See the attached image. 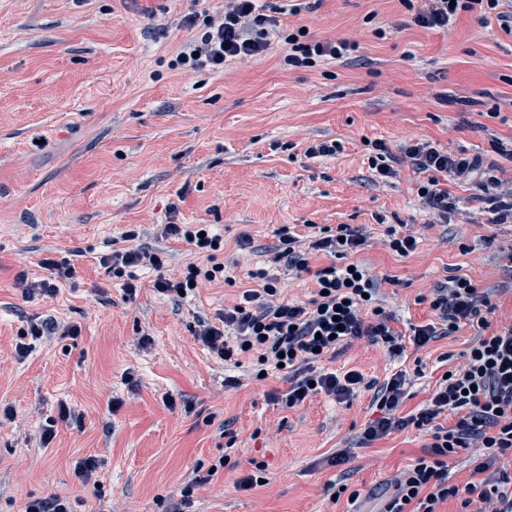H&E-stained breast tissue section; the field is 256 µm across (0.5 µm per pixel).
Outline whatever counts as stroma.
I'll return each mask as SVG.
<instances>
[{
    "mask_svg": "<svg viewBox=\"0 0 512 512\" xmlns=\"http://www.w3.org/2000/svg\"><path fill=\"white\" fill-rule=\"evenodd\" d=\"M188 7L0 0V512H23L30 497L51 493L76 500L78 512H165L184 479L226 451L230 462L197 491L194 512H381L391 480L428 438L408 428L353 447L374 417L375 389L411 374L400 408L408 415L463 363L473 327L421 348L410 341L412 326L431 320L427 298L448 273L497 289L491 323L512 324V276L502 263L512 223H490L476 186L462 181L449 183L456 209L436 223L417 199L422 174L404 163L381 181L370 143L423 139L498 161L502 181L512 180V161L490 147L491 138L512 137V31L470 12L449 29H424L409 24L400 0H322L281 23L356 42L348 61L291 69L276 42L221 73H185L168 62L189 36L178 25ZM461 96L471 106L456 105ZM327 139L341 151L307 156ZM171 218L223 235L225 280L174 300L140 269L127 298L101 257L132 231L135 245L159 251L179 274L196 256L162 237ZM317 224L366 228L356 258L381 281L382 304L407 343L392 360L382 345L351 341L328 367L363 374L354 397L340 403L321 393L287 409L268 398L287 388L279 374L256 379L252 354L241 367L224 364L194 330L256 287L258 269L279 279L282 299L310 300L309 273L273 256L281 228L306 242ZM403 224L420 236L407 257L385 243L388 228ZM46 258L70 260L76 274L56 296L26 301L16 280L46 277ZM38 316L81 333L43 337L18 356L20 333ZM63 405L81 414V426L58 421ZM52 419L56 436L45 445L40 434ZM347 447L349 460L328 466ZM88 456L102 462L96 495L73 473ZM255 460L267 464L264 485L239 489ZM340 478L359 491L356 504L331 500L326 485Z\"/></svg>",
    "mask_w": 512,
    "mask_h": 512,
    "instance_id": "stroma-1",
    "label": "stroma"
}]
</instances>
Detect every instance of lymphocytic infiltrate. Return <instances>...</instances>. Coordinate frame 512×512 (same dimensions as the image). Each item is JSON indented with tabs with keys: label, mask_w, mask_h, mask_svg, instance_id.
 Returning a JSON list of instances; mask_svg holds the SVG:
<instances>
[{
	"label": "lymphocytic infiltrate",
	"mask_w": 512,
	"mask_h": 512,
	"mask_svg": "<svg viewBox=\"0 0 512 512\" xmlns=\"http://www.w3.org/2000/svg\"><path fill=\"white\" fill-rule=\"evenodd\" d=\"M206 2L194 0L193 10L184 15L182 25L191 35L177 48L171 68L217 72L228 59L262 56L277 38L286 47L285 64L295 69L342 63L357 49L344 39H316L304 27L281 33L280 14L313 10L312 0H284L275 6L265 0H224L222 11L215 14ZM401 3L410 11L412 23L425 29L450 28L459 13L473 10L512 23V0H424L419 7L413 0ZM372 147L378 160L375 170L381 178L394 176L395 169L388 160L395 156L425 174L417 196L422 207L440 219H447L455 209L447 181L476 174L480 177L479 199L487 204L493 222L512 221V190H503L495 176V163L441 150L426 141L404 142L393 150L377 140ZM162 233L192 245L195 254L210 261V268L191 263L181 277L171 278L163 271L159 252L138 247L112 251L101 257L100 263L111 269L113 277L124 278L127 297L137 293L136 284L126 278L131 268L154 271L155 291L169 296L192 292L199 280L212 282L223 275L224 265L217 262L216 254L223 250L224 239L210 225L171 221ZM365 244L363 231L349 224L319 228L305 246L288 231H281L275 259L295 273H312L314 298L306 303L281 300L276 279L265 278L260 287L244 290L238 303L218 314L216 323L200 322L198 340L229 363L253 353L259 371L281 367L288 388L272 393L271 398L286 408L299 406L318 393L349 401L363 385V375L355 370L327 371L320 368V361L355 339L382 345L393 359L401 358L405 350L391 326L393 314L381 304L378 279L355 259ZM314 252L341 258L350 255L354 262L349 267L331 264L313 270L309 256ZM42 266L49 272L47 278L31 281L22 276L17 280L27 300L54 295L58 281L74 273L65 259L47 258ZM493 295V289L478 287L459 274L448 276L433 288L430 308L435 320L414 327L413 343L421 348L436 337L455 332L460 325L474 326L477 334L463 365L447 371L428 402L407 416L398 413L406 396L405 374H394L378 389L374 399L378 415L361 431L359 446L409 427L430 438L422 456L395 478V491L384 512H438L441 504L451 500L465 508L478 501L487 505V512H512V472L496 466L501 456L512 454V325L492 329ZM445 413L456 415L454 425L439 424ZM463 448L482 449L484 459L473 468L474 480L461 486L452 483L450 469Z\"/></svg>",
	"instance_id": "obj_1"
}]
</instances>
